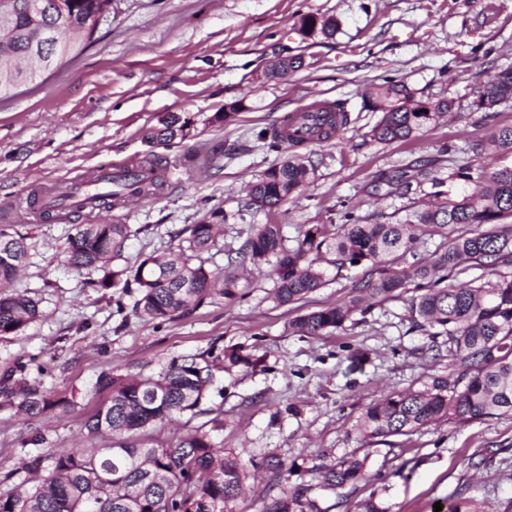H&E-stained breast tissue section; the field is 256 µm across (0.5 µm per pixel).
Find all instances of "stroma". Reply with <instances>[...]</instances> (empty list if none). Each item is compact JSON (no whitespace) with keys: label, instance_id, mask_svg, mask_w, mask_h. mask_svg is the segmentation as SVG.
I'll return each instance as SVG.
<instances>
[{"label":"stroma","instance_id":"stroma-1","mask_svg":"<svg viewBox=\"0 0 512 512\" xmlns=\"http://www.w3.org/2000/svg\"><path fill=\"white\" fill-rule=\"evenodd\" d=\"M335 18L333 38L298 32L303 16ZM303 58L301 69L268 81L261 73L279 52ZM512 67V0H112V20L44 82L22 86L0 100V225L19 224L28 234V257L15 286L29 292L39 315L15 336L0 337V371L28 365L54 398L70 408L30 420L0 410V475L28 486L20 471L34 433L44 434V453L88 447L83 424L106 400L92 393L100 371L116 376L155 375L174 360L217 346L244 347L260 357L254 368L219 372L209 401L192 419L152 428L136 444H176L213 418L216 435L240 454L249 478L236 512H266L278 493L263 473L275 454L293 467L289 482L311 484L312 465L357 455L367 460L371 480L350 490L346 501L326 496L330 512H356L374 499L382 512H433L456 488L493 505L512 506V415L467 425L440 423L379 444L363 439L356 423L373 401L448 374V350L424 354L427 336L412 330L409 298L374 303L343 329L318 336L292 334L296 316L348 299L366 269H342L299 303L271 297L268 272L236 268L244 298L220 299L188 317L161 324L140 319L133 296L93 287L96 271L71 269L63 254L72 225L40 220L34 200L46 184L73 173H95L127 161H165L161 190L153 197L120 201L105 213L129 225L124 259L172 253L174 231L197 223L212 208L228 216L209 266L223 271L258 224L283 225L297 239L310 224L343 223L344 212L388 221L407 200L389 186L373 190L379 174L413 159H429L447 176L449 196L464 189L450 179L456 165L480 174L486 164L511 165L512 155L484 152L490 133L512 126V103L491 109L474 104L479 89L497 71ZM392 77L408 84L420 102L453 100L447 116L418 136L389 144L372 140L377 113L363 110L361 90ZM244 108L234 120L215 121L225 105ZM343 104L349 123L340 138L304 146L315 167L310 186L272 211L248 207L246 187L275 163L276 153L258 141L281 118L309 102ZM187 118L190 136L162 144L146 131L158 117ZM207 157L196 174L184 167L187 153ZM481 152H474V145ZM358 354L362 366L348 371ZM484 459L481 468L472 462Z\"/></svg>","mask_w":512,"mask_h":512}]
</instances>
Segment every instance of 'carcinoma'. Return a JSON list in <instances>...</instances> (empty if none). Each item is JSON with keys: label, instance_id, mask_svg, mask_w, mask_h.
<instances>
[{"label": "carcinoma", "instance_id": "cac0c4a2", "mask_svg": "<svg viewBox=\"0 0 512 512\" xmlns=\"http://www.w3.org/2000/svg\"><path fill=\"white\" fill-rule=\"evenodd\" d=\"M9 26L0 30V99L17 88L3 72L12 62L16 75L33 49L42 44L45 53L60 64L74 50L65 41L37 39L39 31L61 30L88 40L98 32L97 19L112 14V0H12ZM320 32L330 38L336 21L304 16L298 32ZM299 56L281 55L263 71L267 79L300 69ZM363 106L380 116L370 130L378 143L403 141L416 136L437 117L450 112L453 101L422 103L409 86L392 78L365 85ZM512 102V68H505L479 91L474 105L490 109ZM348 123L347 112L330 108L311 129V142H325ZM189 137V122L176 113L157 120L150 139L160 143ZM270 150L284 154L251 183L248 206L273 210L307 187L314 166L297 152L303 141L286 135L258 133ZM496 150L512 154V126L491 135ZM450 177L471 183L470 190L455 198L413 202L395 221L369 222L345 215L346 223L311 224L286 247L280 224H259L238 251L233 263L246 261L256 268L274 263L273 298L281 305L295 304L326 285L327 267L340 271L362 265L364 277L353 283L352 296L342 304L311 311L290 323L300 335L335 331L366 313L367 299L378 302L411 294L412 329L431 339L426 351H438L437 338L447 337L455 353L452 372L427 377L418 387L389 393L369 404L357 421L363 438L383 443L441 422L468 423L495 415L512 414V165H487L473 177L460 164ZM441 184L435 170L407 168L383 174L378 180L411 192V179ZM119 192L151 197L161 185L154 165L142 173L113 181ZM227 215L221 208L209 210L197 224L174 232L181 239L176 255L144 254L137 266L117 264L129 237L126 224L106 220L72 225L65 258L69 267L100 270L103 276L89 282L93 288L123 285L135 294L133 310L147 321L185 317L208 301L232 300L239 295L233 273L217 274L206 263L217 247ZM440 237L429 259L421 260L416 244L424 237ZM15 224L0 225V336L16 335L38 316V302L14 289L28 255L26 239ZM413 262L406 267H398ZM467 275L460 280L458 276ZM256 366L261 359L243 353V347L213 350L171 362L158 376L117 379L102 371L93 390L109 397L84 429L90 436L132 438L174 417L195 414L215 384L217 363ZM70 401H58L42 381L29 377L27 364L17 362L0 373V409L28 418L47 415ZM266 470L288 480L291 468L277 455L264 459ZM21 469L34 482L24 491L0 490V512H235L247 477L240 456L216 443L210 431L195 429L175 445L91 448L82 452L29 454ZM318 488L344 496L369 478L367 458L348 456L330 464L312 466ZM266 512H330L312 487L279 486V494ZM448 512H490L472 497L461 496Z\"/></svg>", "mask_w": 512, "mask_h": 512}]
</instances>
